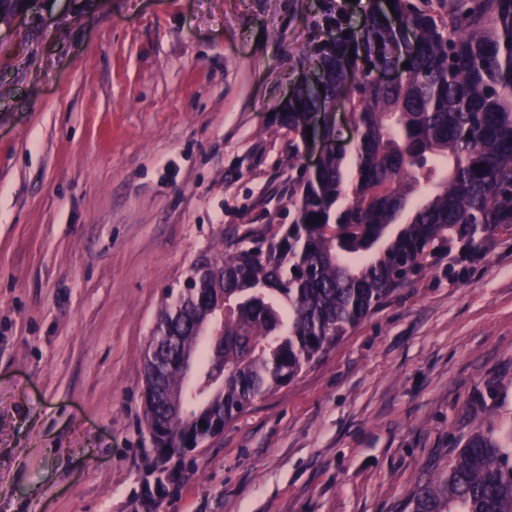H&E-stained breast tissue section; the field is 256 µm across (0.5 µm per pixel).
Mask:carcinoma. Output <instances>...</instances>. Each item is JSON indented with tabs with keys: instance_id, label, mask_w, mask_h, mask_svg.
I'll use <instances>...</instances> for the list:
<instances>
[{
	"instance_id": "obj_1",
	"label": "carcinoma",
	"mask_w": 512,
	"mask_h": 512,
	"mask_svg": "<svg viewBox=\"0 0 512 512\" xmlns=\"http://www.w3.org/2000/svg\"><path fill=\"white\" fill-rule=\"evenodd\" d=\"M336 36L315 56L280 113L292 141L333 135L326 111L348 103L352 152L300 168L294 217L268 237L230 239L200 259L210 276L182 288L160 311L145 365V426L157 427L143 497L167 493L164 465L185 460L218 426L319 362L348 329L430 264L456 266L512 232V0H394L370 5L362 31L341 7ZM354 57H349L348 51ZM408 63L404 79L372 75ZM317 219L314 224L311 219ZM213 315L222 360L195 324ZM199 357L192 384L167 361ZM216 412L191 422L154 397L185 392L198 410L214 386ZM411 512H512V429L470 437L448 465L417 483Z\"/></svg>"
}]
</instances>
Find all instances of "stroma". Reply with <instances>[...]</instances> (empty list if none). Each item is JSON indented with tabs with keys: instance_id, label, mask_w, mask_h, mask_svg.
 I'll return each mask as SVG.
<instances>
[{
	"instance_id": "1",
	"label": "stroma",
	"mask_w": 512,
	"mask_h": 512,
	"mask_svg": "<svg viewBox=\"0 0 512 512\" xmlns=\"http://www.w3.org/2000/svg\"><path fill=\"white\" fill-rule=\"evenodd\" d=\"M368 0H28L0 22V512H409L512 426V234L428 267L205 441L153 510L144 357L168 289L288 223L279 121Z\"/></svg>"
}]
</instances>
